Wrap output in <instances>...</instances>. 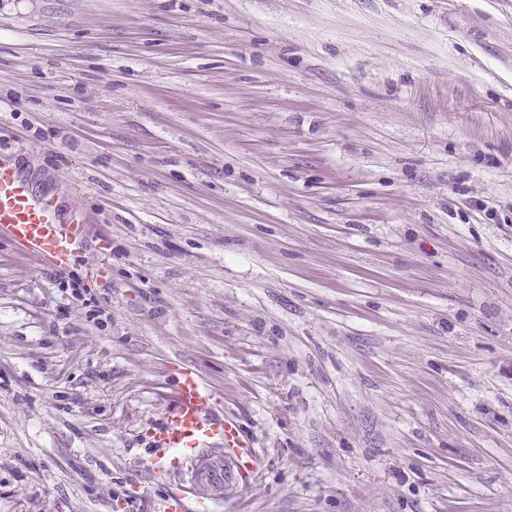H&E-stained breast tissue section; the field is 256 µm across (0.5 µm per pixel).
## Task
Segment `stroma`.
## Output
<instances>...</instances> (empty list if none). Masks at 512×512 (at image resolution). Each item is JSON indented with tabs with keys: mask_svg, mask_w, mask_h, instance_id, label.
<instances>
[{
	"mask_svg": "<svg viewBox=\"0 0 512 512\" xmlns=\"http://www.w3.org/2000/svg\"><path fill=\"white\" fill-rule=\"evenodd\" d=\"M0 157V512H162L180 367L214 512H512V0H0ZM88 222L85 212L62 208L53 193L38 189L32 176L0 161V237L62 271L84 244L83 224ZM173 406L163 421L153 429V445L167 452L154 464L170 461V467L187 471L193 486L195 510H213L224 495L227 471L225 448H246L242 455L252 459L251 445L238 426L213 411L212 387L194 371H181L173 388ZM214 446H220L219 448ZM174 453V458L168 457ZM200 507V508H199Z\"/></svg>",
	"mask_w": 512,
	"mask_h": 512,
	"instance_id": "1",
	"label": "stroma"
}]
</instances>
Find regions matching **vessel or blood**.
<instances>
[{"mask_svg": "<svg viewBox=\"0 0 512 512\" xmlns=\"http://www.w3.org/2000/svg\"><path fill=\"white\" fill-rule=\"evenodd\" d=\"M88 215L62 208L56 196L38 189L32 176L0 161V236L62 271L85 242ZM212 387L194 371L180 372L173 406L153 430L155 447L171 453L170 466L187 469L194 503L213 512L224 493V451L247 448L238 426L213 411Z\"/></svg>", "mask_w": 512, "mask_h": 512, "instance_id": "vessel-or-blood-1", "label": "vessel or blood"}]
</instances>
